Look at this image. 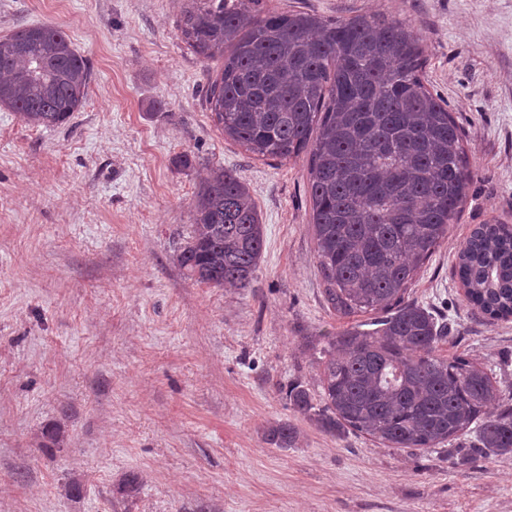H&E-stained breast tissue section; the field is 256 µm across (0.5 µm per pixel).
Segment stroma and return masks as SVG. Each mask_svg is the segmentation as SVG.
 Listing matches in <instances>:
<instances>
[{"mask_svg": "<svg viewBox=\"0 0 512 512\" xmlns=\"http://www.w3.org/2000/svg\"><path fill=\"white\" fill-rule=\"evenodd\" d=\"M180 4L0 0V36L60 25L90 69L64 126L0 107V512H512V454L481 457L478 426L394 449L291 408V385L320 392L306 337L351 324L324 298L309 156L261 160L217 129L206 95L224 61L178 39ZM267 4L411 21L474 178L410 297L447 318L441 354L467 353L511 406L512 320L473 309L453 264L474 225H512V0ZM217 166L265 226L250 288L197 283L174 260ZM280 421L297 431L285 451L264 436ZM131 472L138 494L116 500Z\"/></svg>", "mask_w": 512, "mask_h": 512, "instance_id": "35a3bbf8", "label": "stroma"}]
</instances>
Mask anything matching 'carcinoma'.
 <instances>
[{
  "instance_id": "carcinoma-1",
  "label": "carcinoma",
  "mask_w": 512,
  "mask_h": 512,
  "mask_svg": "<svg viewBox=\"0 0 512 512\" xmlns=\"http://www.w3.org/2000/svg\"><path fill=\"white\" fill-rule=\"evenodd\" d=\"M178 30L200 58H224L207 102L225 135L262 159L310 154L326 301L339 317L372 315L308 340L324 344L320 427L389 448H433L478 420L484 455L512 453V407L488 411L491 377L462 354L439 355L446 319L410 300L409 286L473 181L461 127L427 88L413 26L377 14L323 19L266 0H183ZM89 79L86 60L55 24L0 37V107L28 125L67 122ZM263 247L248 187L231 170H210L177 265L198 283L250 288ZM455 275L470 305L493 321L512 318V227L476 225ZM288 397L300 414L314 409L301 384ZM294 438L286 421L265 430L280 449ZM140 483L129 473L115 493L131 498Z\"/></svg>"
}]
</instances>
